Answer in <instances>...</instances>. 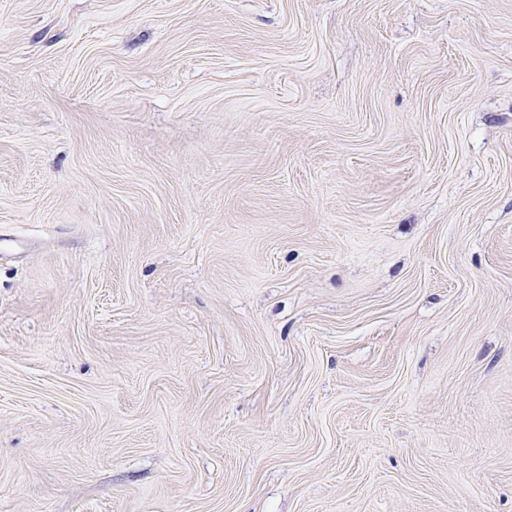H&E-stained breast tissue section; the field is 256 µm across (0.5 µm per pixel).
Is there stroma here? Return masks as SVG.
I'll return each instance as SVG.
<instances>
[{
	"instance_id": "1",
	"label": "stroma",
	"mask_w": 512,
	"mask_h": 512,
	"mask_svg": "<svg viewBox=\"0 0 512 512\" xmlns=\"http://www.w3.org/2000/svg\"><path fill=\"white\" fill-rule=\"evenodd\" d=\"M0 512H512V0H0Z\"/></svg>"
}]
</instances>
